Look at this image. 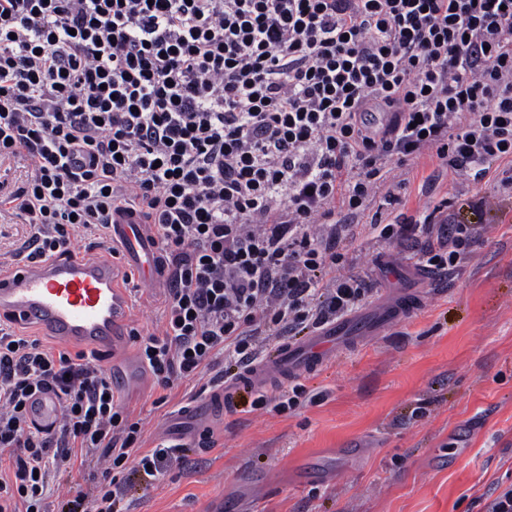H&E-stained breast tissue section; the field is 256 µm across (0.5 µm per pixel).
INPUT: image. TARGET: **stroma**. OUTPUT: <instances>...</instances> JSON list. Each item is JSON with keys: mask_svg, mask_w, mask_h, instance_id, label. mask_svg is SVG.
Listing matches in <instances>:
<instances>
[{"mask_svg": "<svg viewBox=\"0 0 512 512\" xmlns=\"http://www.w3.org/2000/svg\"><path fill=\"white\" fill-rule=\"evenodd\" d=\"M493 172L480 183L447 174L423 183L424 157L409 166L399 213L411 216L449 200L456 222L476 225L470 260L426 281L415 261L365 240L353 243L375 299L422 292L418 308L363 345L298 376L321 401L293 412H225L213 422L217 445L200 452L186 386L155 408L142 374L122 395L146 438L190 445L202 466L169 467L153 487L132 484L130 512H483L489 489L512 483V196ZM486 207H474L478 198ZM162 288L138 282L130 324L161 328ZM475 425L468 451L446 464L455 429ZM322 474H303L304 460Z\"/></svg>", "mask_w": 512, "mask_h": 512, "instance_id": "obj_1", "label": "stroma"}]
</instances>
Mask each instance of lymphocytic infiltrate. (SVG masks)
<instances>
[{
	"instance_id": "lymphocytic-infiltrate-1",
	"label": "lymphocytic infiltrate",
	"mask_w": 512,
	"mask_h": 512,
	"mask_svg": "<svg viewBox=\"0 0 512 512\" xmlns=\"http://www.w3.org/2000/svg\"><path fill=\"white\" fill-rule=\"evenodd\" d=\"M386 124L374 121L375 113ZM30 168L0 213L31 257L113 213L149 224L168 269L162 329L131 328L161 394L373 295L347 245L372 239L445 274L477 231L443 206L391 220L422 157L512 191V0H0V160ZM369 223H361V216ZM96 352L0 326V512H47L50 477L90 470L66 512H123L132 477L186 464L144 430ZM59 400L55 430L29 418ZM60 415V404L52 394H38L30 403L32 421L43 428L53 427Z\"/></svg>"
}]
</instances>
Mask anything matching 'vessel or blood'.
<instances>
[{"instance_id": "obj_1", "label": "vessel or blood", "mask_w": 512, "mask_h": 512, "mask_svg": "<svg viewBox=\"0 0 512 512\" xmlns=\"http://www.w3.org/2000/svg\"><path fill=\"white\" fill-rule=\"evenodd\" d=\"M111 235L113 246L129 265L146 279L159 277V243L138 215L113 214ZM416 303L415 294H402L285 343L248 366L237 379L214 388L195 409L196 421L206 425L221 417L241 389L263 387L272 380L289 379L323 366L347 345L401 321ZM129 305L128 292L119 283V269L107 253L92 258L54 256L37 262L19 261L0 271V315L76 347L96 351L113 347L127 333ZM59 415L60 404L54 395L32 398L30 417L36 425L53 427Z\"/></svg>"}]
</instances>
